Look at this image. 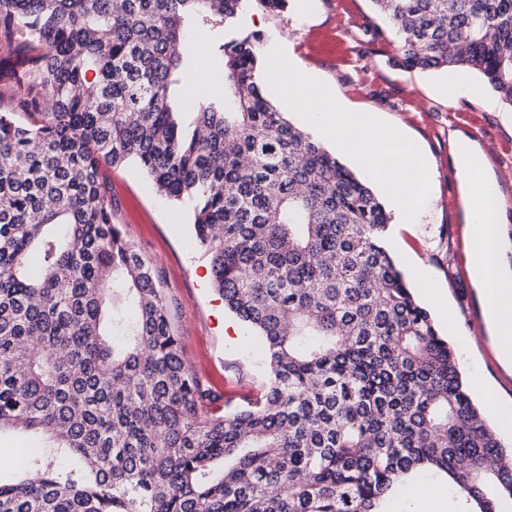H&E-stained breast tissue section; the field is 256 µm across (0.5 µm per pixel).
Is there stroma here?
<instances>
[{
    "label": "stroma",
    "instance_id": "stroma-1",
    "mask_svg": "<svg viewBox=\"0 0 512 512\" xmlns=\"http://www.w3.org/2000/svg\"><path fill=\"white\" fill-rule=\"evenodd\" d=\"M243 25L265 45L277 32L296 27L293 60L312 69L337 102L378 113L429 156L433 174L419 217L411 224L392 221L387 247L402 272L412 276L417 299L455 349L465 379L484 380L499 403L511 406L512 372L497 361L468 269L460 179L448 133L455 130L489 146L487 166L505 200V249L512 264V107L491 92L448 101L438 90L447 70L399 67L388 23L373 12L370 0H288L279 12L252 8ZM106 176L114 196L112 219L159 270L173 301V329L194 370L219 393L229 387L243 395L261 385L267 376L265 347L244 325L235 341L225 339L224 302L186 208L162 196L136 165L107 169ZM418 272L439 285V307H432L415 280ZM472 336L479 337L478 346L469 344Z\"/></svg>",
    "mask_w": 512,
    "mask_h": 512
}]
</instances>
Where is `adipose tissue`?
<instances>
[{
	"mask_svg": "<svg viewBox=\"0 0 512 512\" xmlns=\"http://www.w3.org/2000/svg\"><path fill=\"white\" fill-rule=\"evenodd\" d=\"M286 88L290 95L310 100L307 122L335 139L338 148L351 153L368 177L383 184L393 199L404 205L403 222H410L432 176L427 155L408 142L399 128L382 122L375 114L337 105L322 92L312 73L289 70ZM452 147L464 194L472 202L466 211L470 274L478 287L487 327L496 338L498 358L504 366L512 367V270L504 264V199L494 191L497 180L493 175L481 181L471 177L473 170L485 165L481 145L456 133Z\"/></svg>",
	"mask_w": 512,
	"mask_h": 512,
	"instance_id": "1",
	"label": "adipose tissue"
}]
</instances>
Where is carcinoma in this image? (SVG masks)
Masks as SVG:
<instances>
[{"mask_svg":"<svg viewBox=\"0 0 512 512\" xmlns=\"http://www.w3.org/2000/svg\"><path fill=\"white\" fill-rule=\"evenodd\" d=\"M0 0V430H34L0 512H377L448 476L512 502V452L384 244L391 212L257 80L255 5ZM408 70L477 72L512 107V0H371ZM224 90L185 102L189 28ZM189 208L267 378L232 410L193 370L104 167ZM438 484L436 480L423 483L417 477H404L400 483L401 497H407L412 501H428L433 493V487Z\"/></svg>","mask_w":512,"mask_h":512,"instance_id":"carcinoma-1","label":"carcinoma"}]
</instances>
